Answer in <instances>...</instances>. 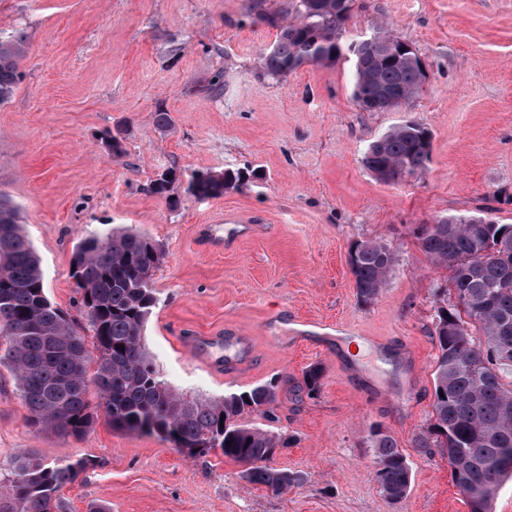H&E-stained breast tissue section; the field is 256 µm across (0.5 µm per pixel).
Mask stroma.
Returning <instances> with one entry per match:
<instances>
[{"label": "stroma", "mask_w": 512, "mask_h": 512, "mask_svg": "<svg viewBox=\"0 0 512 512\" xmlns=\"http://www.w3.org/2000/svg\"><path fill=\"white\" fill-rule=\"evenodd\" d=\"M251 0H0V31L26 36L23 79L0 105V193L21 212L41 258L49 299L78 324L70 274L77 243L133 227L164 260L145 328L167 382L217 399L277 381L276 432L292 435L276 467L300 474L281 493L242 481L221 451L188 456L159 435L98 420L75 439L28 422L16 381L0 367V464L24 448L95 465L61 493L65 512H469L448 459L418 448L433 402L436 307L448 271L420 250L417 225L448 216L512 224V0H356L345 43L389 25L425 64L418 93L398 110L353 101L354 58L306 64L276 79L261 67L275 26ZM223 74L220 93L202 92ZM172 122L159 127L158 109ZM414 119L430 128L426 168L399 182L367 170L368 145ZM122 137L112 157L107 135ZM242 171L223 196L186 191L200 171ZM175 175L176 208L151 190ZM263 233L221 252L197 228ZM376 240L396 259L372 302L357 299L350 245ZM251 336L252 359L217 371L180 347L191 334ZM323 371L315 397L297 391ZM393 436L410 463L407 495L374 478L370 426Z\"/></svg>", "instance_id": "35a3bbf8"}]
</instances>
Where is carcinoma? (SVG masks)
Segmentation results:
<instances>
[{"label": "carcinoma", "mask_w": 512, "mask_h": 512, "mask_svg": "<svg viewBox=\"0 0 512 512\" xmlns=\"http://www.w3.org/2000/svg\"><path fill=\"white\" fill-rule=\"evenodd\" d=\"M355 0H291L294 19L278 26L274 43L260 56L265 72L286 77L305 64L331 68L354 55L353 100L368 112L399 109L418 91L424 71L414 52L389 49L398 43L390 28L378 25L370 40L344 45ZM25 36L0 31V104L8 102L22 80L19 61ZM432 133L419 121L392 127L371 142L365 167L405 179L422 172L430 160ZM173 175H160L153 192L172 208L168 195ZM242 179L241 172L198 173L187 192L216 198ZM468 217H446L421 224V250L449 272L458 303L437 307L433 339L438 350L433 372L434 400L428 428L416 436L418 448H444L456 486L479 490L490 506L512 473V389L503 373L512 363L496 355L503 338L512 342V225L490 221L482 235ZM354 277L357 298L373 301L392 275L395 257L376 241H356ZM163 260L147 234L116 228L76 246L71 265L77 302L87 314L78 331L46 294L39 256L24 232L18 207L0 193V366L15 377L30 423L80 439L99 416L115 428L156 434L176 448L218 449L246 465L242 479L280 493L297 476L269 465L290 437L242 422L246 413L275 419V386L261 385L220 399L188 398L163 378L144 342V328L156 305L152 276ZM92 337V344L86 337ZM95 365L94 373L89 366ZM94 395H89L90 387ZM322 371L303 374L300 389L319 394ZM374 477L390 498L405 496L411 483L407 457L396 440L370 428ZM86 459L52 458L24 448L0 476V512H62L60 491L89 468Z\"/></svg>", "instance_id": "carcinoma-1"}]
</instances>
